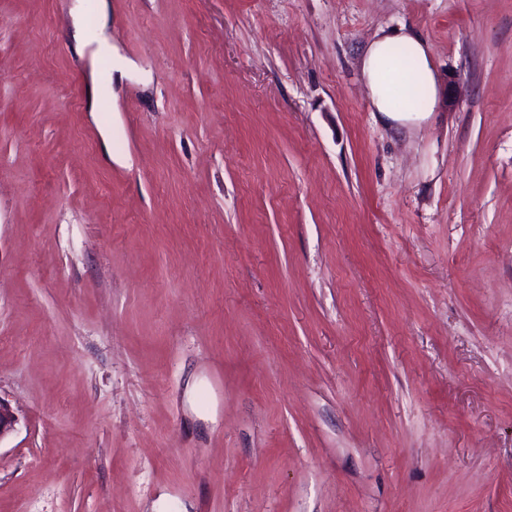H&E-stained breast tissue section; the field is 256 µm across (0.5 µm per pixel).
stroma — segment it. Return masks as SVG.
Instances as JSON below:
<instances>
[{"label":"stroma","instance_id":"1","mask_svg":"<svg viewBox=\"0 0 512 512\" xmlns=\"http://www.w3.org/2000/svg\"><path fill=\"white\" fill-rule=\"evenodd\" d=\"M74 3L0 0V512H512V0ZM108 0H96L95 10L98 18V27L90 30L83 21L82 10H75L72 13V39L74 50L83 56L85 49L92 43H97L98 48L95 56L108 55L112 56V45L104 38L103 33L108 23ZM360 65L370 111L377 112L383 123H420L436 111L437 75L430 49L421 38L403 29L381 30L364 50ZM416 94V103L402 102Z\"/></svg>","mask_w":512,"mask_h":512}]
</instances>
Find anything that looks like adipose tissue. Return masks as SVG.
<instances>
[{
  "label": "adipose tissue",
  "instance_id": "obj_1",
  "mask_svg": "<svg viewBox=\"0 0 512 512\" xmlns=\"http://www.w3.org/2000/svg\"><path fill=\"white\" fill-rule=\"evenodd\" d=\"M97 29H89L81 11L72 14V39L77 53L96 45L98 54H111L103 36L108 23L107 0H95ZM361 73L371 111L388 125L426 121L439 103L431 52L424 40L404 30L381 31L364 50Z\"/></svg>",
  "mask_w": 512,
  "mask_h": 512
}]
</instances>
